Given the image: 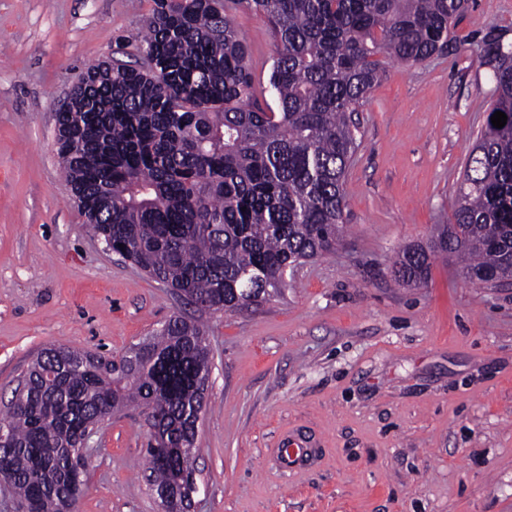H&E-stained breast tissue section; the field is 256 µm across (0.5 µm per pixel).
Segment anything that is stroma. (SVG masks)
<instances>
[{
    "mask_svg": "<svg viewBox=\"0 0 512 512\" xmlns=\"http://www.w3.org/2000/svg\"><path fill=\"white\" fill-rule=\"evenodd\" d=\"M152 0H0V408L45 347L120 358L174 314L207 329L196 512H512V285H469L455 258L398 285L407 246L448 223L493 85L491 29L512 0H470L448 54L386 75L359 108L335 251L236 314L198 308L91 237L60 175L56 112L86 68L133 57ZM255 81L274 53L246 10ZM300 429L306 470L274 450ZM140 408L87 442L77 512H158Z\"/></svg>",
    "mask_w": 512,
    "mask_h": 512,
    "instance_id": "stroma-1",
    "label": "stroma"
}]
</instances>
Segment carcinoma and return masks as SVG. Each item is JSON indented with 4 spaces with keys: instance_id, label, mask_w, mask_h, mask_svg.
<instances>
[{
    "instance_id": "carcinoma-1",
    "label": "carcinoma",
    "mask_w": 512,
    "mask_h": 512,
    "mask_svg": "<svg viewBox=\"0 0 512 512\" xmlns=\"http://www.w3.org/2000/svg\"><path fill=\"white\" fill-rule=\"evenodd\" d=\"M468 0H154L138 60L102 61L56 114L61 169L88 230L153 279L208 311L235 313L282 294L288 267L336 248L345 175L359 148L353 113L385 74L380 57L417 64L449 51ZM253 12L275 51L255 83L230 12ZM489 31L480 65L504 127L481 131L451 224L411 245L392 273L428 281L453 252L464 278L512 279V43ZM204 325L171 316L146 354L117 360L49 346L0 426V483L29 512H73L85 489L79 438L129 404L156 445L148 483L195 476V407L208 389Z\"/></svg>"
}]
</instances>
